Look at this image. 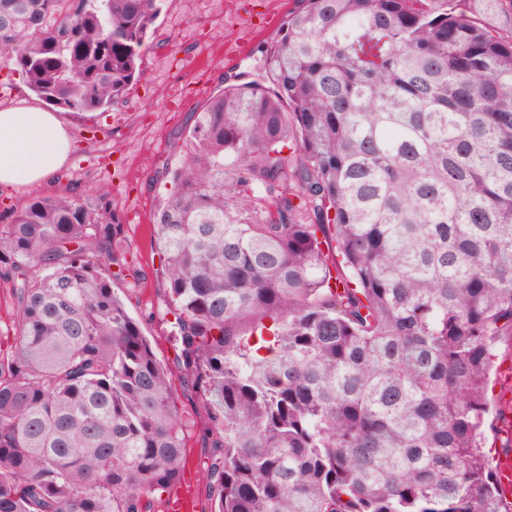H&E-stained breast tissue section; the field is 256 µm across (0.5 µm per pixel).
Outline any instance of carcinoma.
Returning <instances> with one entry per match:
<instances>
[{
    "instance_id": "carcinoma-1",
    "label": "carcinoma",
    "mask_w": 512,
    "mask_h": 512,
    "mask_svg": "<svg viewBox=\"0 0 512 512\" xmlns=\"http://www.w3.org/2000/svg\"><path fill=\"white\" fill-rule=\"evenodd\" d=\"M161 175L155 275L208 413L212 512H512L485 445L512 342V0H296ZM163 0H0L51 105L139 75ZM0 225V512H157L186 463L105 186Z\"/></svg>"
}]
</instances>
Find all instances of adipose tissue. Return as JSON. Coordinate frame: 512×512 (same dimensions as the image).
Here are the masks:
<instances>
[{
    "label": "adipose tissue",
    "instance_id": "obj_1",
    "mask_svg": "<svg viewBox=\"0 0 512 512\" xmlns=\"http://www.w3.org/2000/svg\"><path fill=\"white\" fill-rule=\"evenodd\" d=\"M73 139L60 113L28 100L0 104V184L36 189L56 183Z\"/></svg>",
    "mask_w": 512,
    "mask_h": 512
}]
</instances>
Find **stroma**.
Listing matches in <instances>:
<instances>
[{"mask_svg":"<svg viewBox=\"0 0 512 512\" xmlns=\"http://www.w3.org/2000/svg\"><path fill=\"white\" fill-rule=\"evenodd\" d=\"M232 2L223 0L222 10L216 11L210 0H197L192 10L186 0H165L141 61L142 74L131 83L123 102L96 112L65 113L74 136L67 162L75 174L73 188L88 193L103 184L110 186L124 226V246L140 272L136 287L120 282L116 290L140 320L157 357L168 365L174 362L177 346L172 319L164 314L162 291L154 276L158 257L152 219L171 184L157 178L156 172L162 165L180 162L174 139L189 127L191 113L200 111L224 86L258 78L262 43L277 37L294 6L293 0H255L266 22L256 29L243 52L228 56L224 42L244 23ZM187 54L194 58L195 67L184 74L178 61ZM173 391L177 407L189 422L184 473L199 498L198 512H209L201 462L205 456L202 435L210 422L182 379L174 380Z\"/></svg>","mask_w":512,"mask_h":512,"instance_id":"1","label":"stroma"}]
</instances>
